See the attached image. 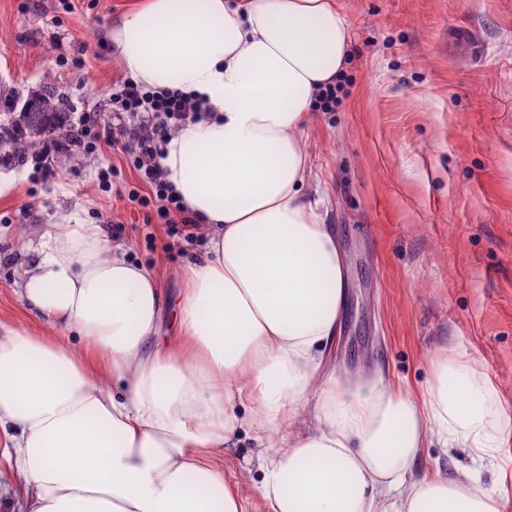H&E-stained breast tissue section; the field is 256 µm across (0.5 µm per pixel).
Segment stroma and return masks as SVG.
Listing matches in <instances>:
<instances>
[{
  "label": "stroma",
  "mask_w": 512,
  "mask_h": 512,
  "mask_svg": "<svg viewBox=\"0 0 512 512\" xmlns=\"http://www.w3.org/2000/svg\"><path fill=\"white\" fill-rule=\"evenodd\" d=\"M0 0V126L54 88L74 111L122 78L105 45L136 0ZM352 54L336 111L303 137L321 210L347 262V300L331 354L337 381L380 378L419 395L443 347L484 368L512 418V0H338ZM84 60L82 68L61 54ZM38 160L0 166V320L34 324L15 292L41 236L70 221L124 230L114 243L155 268L177 297L203 238L145 224L116 191L135 176L104 146L68 155L54 177ZM111 176L104 191L99 176ZM252 434L228 449L232 481L261 473ZM512 512V439L481 470Z\"/></svg>",
  "instance_id": "35a3bbf8"
}]
</instances>
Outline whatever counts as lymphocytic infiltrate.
<instances>
[{
	"label": "lymphocytic infiltrate",
	"mask_w": 512,
	"mask_h": 512,
	"mask_svg": "<svg viewBox=\"0 0 512 512\" xmlns=\"http://www.w3.org/2000/svg\"><path fill=\"white\" fill-rule=\"evenodd\" d=\"M205 116V108L179 90L147 91L130 80H121L113 85L99 111L81 113L75 120H61V135L49 137L42 145L41 173L46 178L54 175L59 155L96 150L98 138L94 131L100 124H107L109 144L131 155L141 183L140 189L129 190L128 201L169 223L171 234L190 233L197 227L196 220L186 213L174 193L160 159L176 128Z\"/></svg>",
	"instance_id": "1"
}]
</instances>
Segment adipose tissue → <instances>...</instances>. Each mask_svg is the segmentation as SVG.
Here are the masks:
<instances>
[{
	"label": "adipose tissue",
	"instance_id": "1",
	"mask_svg": "<svg viewBox=\"0 0 512 512\" xmlns=\"http://www.w3.org/2000/svg\"><path fill=\"white\" fill-rule=\"evenodd\" d=\"M106 42L127 78L209 108L161 164L210 235L180 271L168 349L153 271L98 224L42 235L19 289L42 328L0 321V487L24 488L23 512H502L477 480L512 419L472 359L434 353L418 399L327 369L345 262L302 131L348 65L336 0H140ZM243 430L269 454L241 485L212 460ZM431 441L469 467L417 476Z\"/></svg>",
	"mask_w": 512,
	"mask_h": 512
}]
</instances>
